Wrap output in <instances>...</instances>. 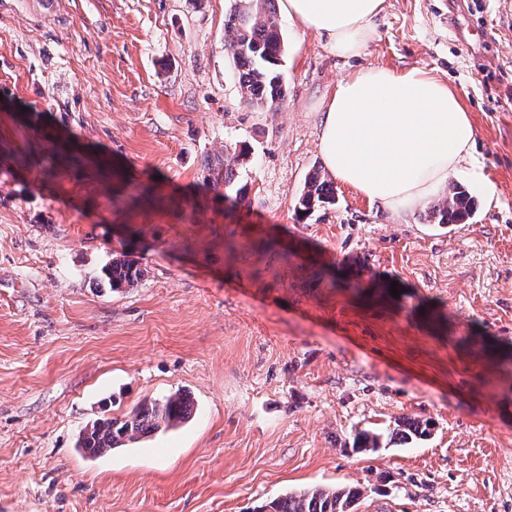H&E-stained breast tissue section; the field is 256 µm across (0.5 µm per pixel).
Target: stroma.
Here are the masks:
<instances>
[{"label": "stroma", "instance_id": "obj_1", "mask_svg": "<svg viewBox=\"0 0 512 512\" xmlns=\"http://www.w3.org/2000/svg\"><path fill=\"white\" fill-rule=\"evenodd\" d=\"M42 2L0 0V512H257L351 484L358 512H512V0H386L357 58L279 16L273 111L240 98L233 0ZM368 66L457 92L469 223L338 181L296 215L322 103ZM230 143L232 212L202 189ZM122 255L143 276L115 290ZM179 389L189 423L78 449ZM403 417L429 435L353 451Z\"/></svg>", "mask_w": 512, "mask_h": 512}]
</instances>
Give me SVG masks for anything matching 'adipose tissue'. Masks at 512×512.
<instances>
[{"mask_svg":"<svg viewBox=\"0 0 512 512\" xmlns=\"http://www.w3.org/2000/svg\"><path fill=\"white\" fill-rule=\"evenodd\" d=\"M385 0H279L302 32L357 57L376 37ZM476 129L457 93L412 68L372 66L339 82L323 103L326 169L373 203L401 214L435 197L470 153Z\"/></svg>","mask_w":512,"mask_h":512,"instance_id":"obj_1","label":"adipose tissue"}]
</instances>
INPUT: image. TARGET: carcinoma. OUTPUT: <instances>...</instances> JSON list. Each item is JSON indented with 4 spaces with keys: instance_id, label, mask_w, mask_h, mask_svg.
I'll return each mask as SVG.
<instances>
[{
    "instance_id": "obj_1",
    "label": "carcinoma",
    "mask_w": 512,
    "mask_h": 512,
    "mask_svg": "<svg viewBox=\"0 0 512 512\" xmlns=\"http://www.w3.org/2000/svg\"><path fill=\"white\" fill-rule=\"evenodd\" d=\"M275 0H234L224 23V46L231 56L238 91L242 101L253 108L275 110L285 97L280 66L282 45ZM244 154L224 150L216 158L213 177L207 180L210 189L224 191V198L235 192L234 201L244 199L243 189L236 187L240 160ZM450 198L432 204L429 221L435 224H460L473 212L472 197L461 185L455 184ZM334 199L332 183L312 174L298 200L299 209L309 211ZM104 275L114 286L132 287L142 277L137 262L117 259L104 269ZM194 401L191 395L178 390L162 399L144 401L124 418H103L87 424L79 433L77 447L92 456L100 457L133 443L144 436L174 430L193 418ZM428 424L404 419L388 432L389 440L400 442L427 434ZM382 434L360 431L356 449L375 451L381 447ZM363 492L357 487L326 489L308 488L278 496L263 507L265 512H356Z\"/></svg>"
}]
</instances>
